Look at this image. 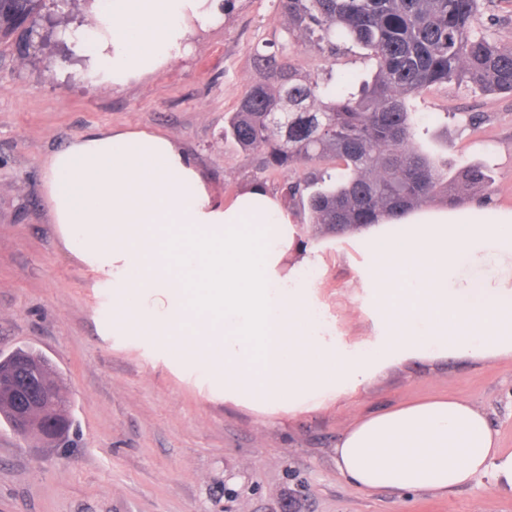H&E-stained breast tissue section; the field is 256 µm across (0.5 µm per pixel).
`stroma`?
<instances>
[{"label": "stroma", "instance_id": "1", "mask_svg": "<svg viewBox=\"0 0 512 512\" xmlns=\"http://www.w3.org/2000/svg\"><path fill=\"white\" fill-rule=\"evenodd\" d=\"M93 0H44L33 30L0 41V356L32 348L48 358L70 401L66 442L17 435L0 420V512H512L492 475L448 493L354 488L336 445L360 416L448 397L479 408L512 452V357L402 362L325 406L263 416L206 389L113 335L110 289L63 244L43 193V164L97 128L173 136L209 187L230 197L252 182L282 191L295 172L261 170L224 137L228 112L259 74L254 47L281 39L279 0H231L197 30L173 66L118 89L82 80L72 39ZM294 65L322 79L373 78L375 62L350 41L328 57L295 47ZM425 148L449 172L479 161L493 205L512 207V94L456 83L411 98ZM483 115L472 125L470 115ZM303 243L323 263L313 283L343 342L372 332L359 286V233L324 235L287 202Z\"/></svg>", "mask_w": 512, "mask_h": 512}]
</instances>
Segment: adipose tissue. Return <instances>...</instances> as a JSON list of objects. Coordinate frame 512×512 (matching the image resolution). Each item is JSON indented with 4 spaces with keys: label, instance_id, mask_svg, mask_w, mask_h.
<instances>
[{
    "label": "adipose tissue",
    "instance_id": "adipose-tissue-1",
    "mask_svg": "<svg viewBox=\"0 0 512 512\" xmlns=\"http://www.w3.org/2000/svg\"><path fill=\"white\" fill-rule=\"evenodd\" d=\"M225 0H104L82 41L94 84L121 87L167 69ZM64 245L112 291V332L136 337L225 401L297 414L408 358L512 355V208L419 212L374 225L360 249L373 334L337 341L305 274L321 265L279 194L251 185L217 196L172 137L119 128L74 137L44 163ZM364 491L448 492L494 473L512 486L474 405L434 398L361 416L336 447Z\"/></svg>",
    "mask_w": 512,
    "mask_h": 512
}]
</instances>
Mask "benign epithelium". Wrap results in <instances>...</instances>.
Here are the masks:
<instances>
[{"mask_svg":"<svg viewBox=\"0 0 512 512\" xmlns=\"http://www.w3.org/2000/svg\"><path fill=\"white\" fill-rule=\"evenodd\" d=\"M15 371L0 372V398L10 404L18 434H38L53 442L68 431V423L60 414L48 416L40 409L42 400L55 392L51 364L36 362L25 355L13 359Z\"/></svg>","mask_w":512,"mask_h":512,"instance_id":"1","label":"benign epithelium"}]
</instances>
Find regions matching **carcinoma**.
Here are the masks:
<instances>
[{
  "label": "carcinoma",
  "mask_w": 512,
  "mask_h": 512,
  "mask_svg": "<svg viewBox=\"0 0 512 512\" xmlns=\"http://www.w3.org/2000/svg\"><path fill=\"white\" fill-rule=\"evenodd\" d=\"M43 0H0V36L41 10ZM483 0H280L285 37L254 49L261 79L224 125L264 171L308 174L283 187L308 209L311 223L344 234L398 219L424 205L488 201L490 170L463 166L448 180L416 141L420 121L408 101L451 81L489 93H512V46L479 30ZM349 39L376 64L355 95L303 75L291 63L300 43L336 54Z\"/></svg>",
  "instance_id": "cac0c4a2"
}]
</instances>
